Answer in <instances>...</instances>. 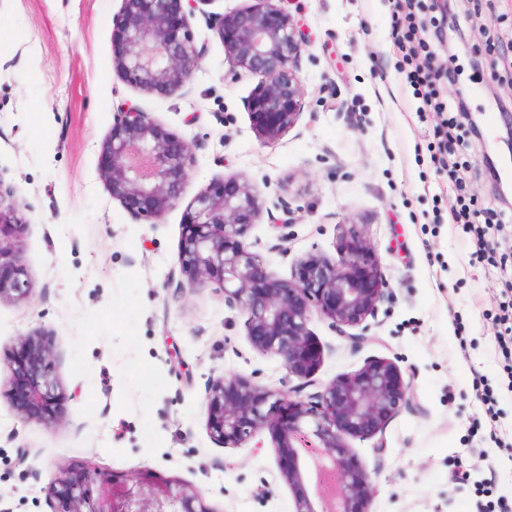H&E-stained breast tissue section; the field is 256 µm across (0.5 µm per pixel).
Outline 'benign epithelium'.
Segmentation results:
<instances>
[{
  "mask_svg": "<svg viewBox=\"0 0 512 512\" xmlns=\"http://www.w3.org/2000/svg\"><path fill=\"white\" fill-rule=\"evenodd\" d=\"M210 0H121L113 17L112 64L120 77L146 92L185 95L204 47L188 17ZM224 45V80L248 73L258 79L248 111L257 137L281 140L298 123L303 88L297 72L307 34L281 0L223 14H206ZM101 177L112 198L136 218L157 223L182 199L194 162L192 143L169 131L150 112L125 104L113 115L102 148ZM260 198L243 176L197 194L186 206L178 262L184 288L211 284L246 315L254 349L281 360L297 384L270 389L233 374L206 387V428L226 448L268 431L281 480L294 490L293 512H329L319 486L307 491L309 469L302 440L314 441L335 472L339 512H370L374 487L348 439L372 437L409 405L411 383L388 358L372 359L354 373L319 383L323 351L310 324L328 322L338 336L358 342L371 329L388 287L372 245L357 223L337 225L339 258L309 252L288 279L269 272L251 250L248 230L261 213ZM25 220L14 189L0 176V299H24L28 279L20 256ZM53 352L37 333L20 338L10 363L8 395L21 418L61 422L65 393L51 374ZM54 512H213L201 490L153 471L105 474L91 464L63 469L48 489Z\"/></svg>",
  "mask_w": 512,
  "mask_h": 512,
  "instance_id": "7a95c632",
  "label": "benign epithelium"
}]
</instances>
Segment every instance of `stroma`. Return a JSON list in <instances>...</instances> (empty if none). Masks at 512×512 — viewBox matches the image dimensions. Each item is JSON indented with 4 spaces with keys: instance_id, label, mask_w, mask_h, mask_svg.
Wrapping results in <instances>:
<instances>
[{
    "instance_id": "obj_1",
    "label": "stroma",
    "mask_w": 512,
    "mask_h": 512,
    "mask_svg": "<svg viewBox=\"0 0 512 512\" xmlns=\"http://www.w3.org/2000/svg\"><path fill=\"white\" fill-rule=\"evenodd\" d=\"M121 0H0V176L24 206L23 301L0 300V384L21 336L44 331L52 370L66 394V419H21L0 398V505L51 512L46 494L61 467L86 461L107 473L154 470L199 487L214 512H292L270 435L226 448L205 426L210 378L242 374L288 388L277 357L254 349L240 308L215 287H181L185 202L213 180L245 176L263 213L249 242L266 268L291 278L311 249L337 260L336 224L361 223L389 284L366 340L311 329L323 349L321 381L366 360L394 361L412 381V404L381 438L349 444L377 492L370 512H481L512 502V383L498 357L494 319L500 266L473 259L470 233L454 216L469 204L505 212L512 254V190L503 163V110L512 111V0H455L463 29L454 40L426 32L439 57L453 56L445 97L465 89L460 175L429 149L435 121L401 71L391 38L393 0H288L308 36L298 71L304 109L274 144L252 130L247 103L257 84L225 82L224 45L202 16L191 21L205 55L185 96L148 93L112 67V19ZM140 106L194 141L183 204L160 223L135 219L100 176L101 145L119 105ZM297 209L288 216L286 206ZM288 221L285 229L270 218ZM177 343L185 369L169 357ZM497 400L484 417L474 387Z\"/></svg>"
}]
</instances>
